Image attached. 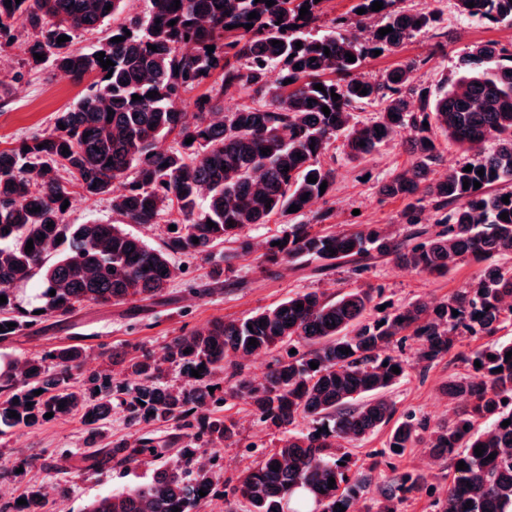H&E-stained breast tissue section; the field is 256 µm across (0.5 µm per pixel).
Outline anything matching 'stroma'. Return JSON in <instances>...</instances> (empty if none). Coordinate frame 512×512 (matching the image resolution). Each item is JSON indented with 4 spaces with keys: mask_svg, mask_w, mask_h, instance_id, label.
Returning a JSON list of instances; mask_svg holds the SVG:
<instances>
[{
    "mask_svg": "<svg viewBox=\"0 0 512 512\" xmlns=\"http://www.w3.org/2000/svg\"><path fill=\"white\" fill-rule=\"evenodd\" d=\"M438 7L442 17L436 29L416 34L397 52L367 60L363 68L366 76H379L399 63L413 60L418 65L417 82L436 94L455 79L456 61L472 45L487 41L512 44L511 26L462 16L455 8V0H440ZM14 28L16 40L0 47V78L7 84L6 92H0V149L52 130L57 112L86 94L91 85L87 79L75 82L62 77L47 65L31 69V38L23 23H15ZM408 159L406 138L402 135L358 161L336 151V189L324 205L329 212L327 228L347 231L364 224L399 223L405 200L380 195L378 187L381 181L406 167ZM176 263L183 266V274L154 302L92 304L65 320L42 319L17 335L0 339V359L36 356L59 346L78 345L86 358L73 372L76 382H85L105 369L111 371L114 381L121 382L125 379L124 368L111 363L109 351L157 353L172 337L190 333L215 319L247 317L297 291L317 290L332 297L370 286L380 290L384 304L399 306L419 298L438 303L446 301L479 271L478 264L464 261L440 277L401 269L387 256L371 260L369 270L359 275L348 265L317 274L309 265L265 266L251 253L231 259L224 267L223 288L211 291L207 285L215 258L183 256ZM477 345V340H462L455 352L424 370L414 362L418 341H408L402 356L410 366L389 392L398 412L413 410L434 424L450 421L453 411L442 388L466 372L458 353L470 352ZM227 414L237 423V435L233 442L225 444L215 468L222 482L240 475L281 436L280 430L259 422L244 404L232 406ZM85 437V426L77 415L35 428H7L0 434V462L16 465L32 457L37 464L24 466L16 477L0 482V499L10 501L24 490L40 487L46 494L44 512H85L96 499L151 481L157 469L153 461L138 462L126 469H91ZM46 458L57 460L60 471L55 476L40 470L39 463ZM405 471L421 473L430 483L443 487L450 482L447 462L416 447L407 449L392 463H380L372 473L375 487ZM222 482L203 502L200 512H227Z\"/></svg>",
    "mask_w": 512,
    "mask_h": 512,
    "instance_id": "obj_1",
    "label": "stroma"
}]
</instances>
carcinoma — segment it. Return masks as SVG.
<instances>
[{
  "mask_svg": "<svg viewBox=\"0 0 512 512\" xmlns=\"http://www.w3.org/2000/svg\"><path fill=\"white\" fill-rule=\"evenodd\" d=\"M123 2L11 0L7 6L0 0V40L10 43L14 24L24 21L32 38L31 67L48 62L74 81L94 77L87 94L56 114L50 132L0 149V296L7 298L0 304V338L41 318L69 316L89 303L152 301L183 273L174 257L210 254L226 242L248 252L250 243L239 239L238 231L273 216L290 224L277 238L280 245L267 243L263 264L302 259L331 270L344 261L360 275L367 268L363 261L377 253L393 257L402 269L429 275H444L466 259L482 268L445 302L416 300L372 320L365 314L373 308L374 288H353L334 300L315 291L297 292L248 317L214 320L175 336L159 357L113 351L109 359L125 364L127 380L119 385L110 373L96 375L86 387L75 385L72 371L84 360L78 346L11 361L0 372V393H5L0 422L35 427L49 412L56 418L78 415L94 448L91 458L100 465L161 460L175 447L176 459L164 463L150 484L97 499L85 512H194L204 501L199 490L209 493L215 484L210 462L219 456L218 446L237 435L233 421L212 416L224 397L209 388L220 390L227 377L235 381L230 398L251 406L261 422L288 429L254 467L225 481L224 494L244 512H299L291 501L300 489L311 512H340L342 506L358 512L375 465L351 471L356 462L350 448L392 420L385 447L374 456L400 457L421 445L448 461L452 481L439 490L405 472L378 490L377 506L366 512H399L405 495L421 492L431 499V512H512V424L502 426L512 421V358L506 359L512 342L493 340L512 322V266L506 263L512 258V189H502L512 186V51L493 41L472 46L458 59L459 77L431 101L415 84L413 62L375 80L362 74L374 51L393 53L440 22L437 9L406 10L398 7L400 0H381L378 11L371 10L375 0H357L354 9L365 12L334 19L322 35L311 29L327 0H274L270 7L262 0H180L177 9L174 0H152L147 17L113 26L99 48L72 47L76 32L100 28L122 12ZM303 6L309 15L301 19ZM456 7L479 21L512 25V0H456ZM252 12L258 17L250 20ZM248 23L253 27L244 28ZM388 27L392 32L378 34ZM62 35L69 40L59 44ZM114 37L123 41L113 43ZM274 40L280 44L272 45ZM208 45L214 51H207ZM99 52L113 65L103 68ZM347 52L356 61H348ZM274 70L278 79L271 84L268 75ZM316 84L325 91L314 89ZM358 84L368 93L356 91ZM203 86L191 122L182 110L184 96ZM229 90L243 103L226 113L217 100ZM151 91L158 95L148 97ZM333 92L339 100L332 99ZM134 94L141 99L132 100ZM376 102L381 109L375 119L355 120L356 110ZM324 106L330 115L322 112ZM434 127L472 157L438 173L443 155L431 135ZM404 129L410 131L409 167L379 187L384 196L410 200L401 214L403 234L379 224L343 233L314 230L329 217L312 206L334 190L335 170L322 158L336 141L358 160ZM173 133L177 146L162 148L161 141ZM189 137L193 142L187 144ZM263 148L270 152L261 154ZM468 165L472 170L466 172ZM310 175L317 182H307ZM119 179L125 187L114 195L112 184ZM74 188L88 199L112 195V212L128 224H155L168 215L176 230L155 248L118 224H72L62 205ZM293 204L299 210L290 213ZM427 205L436 213L434 232L423 226ZM504 212L506 220L500 218ZM209 220L215 226L208 227ZM36 277L39 288L25 307L18 287ZM465 336L488 342L458 356L474 367L478 380L461 376L442 387L449 401L464 402L454 418L435 425L413 411L394 418L387 393L405 372L395 347L419 340L416 361L428 368ZM288 346L306 351L278 359L260 382L243 375L242 360ZM345 348L351 352L341 353ZM312 362L318 368H311ZM163 363L179 367L183 385L159 383ZM394 366L400 373L392 372ZM193 369L200 377L191 375ZM116 400L126 406L130 424L171 422L176 433L157 442L141 437L133 446L97 447ZM12 411L19 417L10 416ZM478 445L484 449L480 457L474 452ZM461 461L464 470L457 469ZM276 463L280 467L274 471ZM21 498L27 504L9 501L0 512H42L41 489Z\"/></svg>",
  "mask_w": 512,
  "mask_h": 512,
  "instance_id": "obj_1",
  "label": "carcinoma"
}]
</instances>
